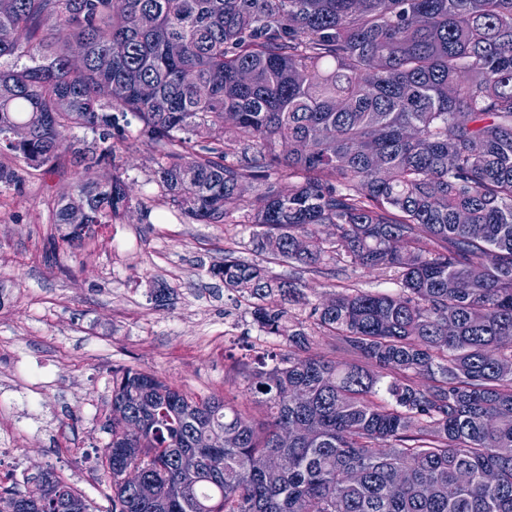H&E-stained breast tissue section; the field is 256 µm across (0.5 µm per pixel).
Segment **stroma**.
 Returning <instances> with one entry per match:
<instances>
[{
  "label": "stroma",
  "instance_id": "1",
  "mask_svg": "<svg viewBox=\"0 0 512 512\" xmlns=\"http://www.w3.org/2000/svg\"><path fill=\"white\" fill-rule=\"evenodd\" d=\"M154 150L129 130L117 156L135 184L130 209L74 250L50 253L57 195L76 179L105 181L111 167L74 163L45 178L21 170L19 190L0 192V484L28 493L51 469L106 512L111 488L101 460L112 440V372L132 367L197 396L242 398L257 357L287 352L260 332L250 301L210 275L231 256L296 281L289 304L312 326V305L349 288L397 289L394 271L346 265L323 272L256 251L237 202L206 224L150 199ZM167 288L166 301L155 291Z\"/></svg>",
  "mask_w": 512,
  "mask_h": 512
}]
</instances>
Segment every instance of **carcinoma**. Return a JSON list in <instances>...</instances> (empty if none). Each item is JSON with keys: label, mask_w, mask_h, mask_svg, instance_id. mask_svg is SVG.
Listing matches in <instances>:
<instances>
[{"label": "carcinoma", "mask_w": 512, "mask_h": 512, "mask_svg": "<svg viewBox=\"0 0 512 512\" xmlns=\"http://www.w3.org/2000/svg\"><path fill=\"white\" fill-rule=\"evenodd\" d=\"M120 3L0 7V189H19L17 162L113 169L59 195L50 249L130 208L116 159L135 121L161 197L182 213L222 224L232 197L257 249L307 268L391 269L399 290L352 288L312 308L349 355L336 362L295 351L307 341L285 307L297 283L232 257L213 265L292 347L245 375L267 419L113 371L108 512H512L500 453L512 449V0ZM71 128L85 135L69 140ZM129 467L152 499L125 481ZM42 475L38 512H88Z\"/></svg>", "instance_id": "1"}]
</instances>
